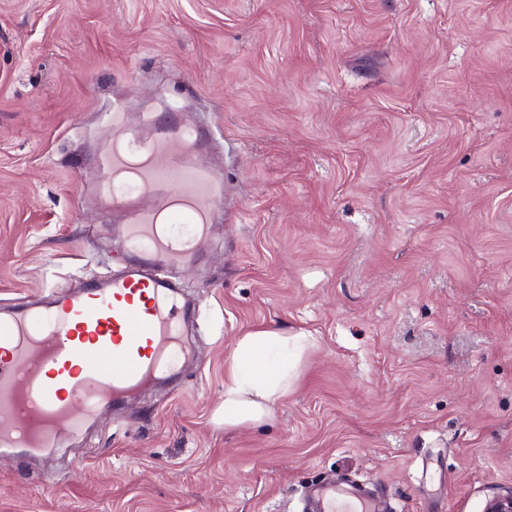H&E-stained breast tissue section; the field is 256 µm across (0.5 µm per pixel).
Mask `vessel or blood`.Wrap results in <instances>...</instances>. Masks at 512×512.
<instances>
[{
    "mask_svg": "<svg viewBox=\"0 0 512 512\" xmlns=\"http://www.w3.org/2000/svg\"><path fill=\"white\" fill-rule=\"evenodd\" d=\"M97 191L121 203L135 185L124 245L140 259L106 280L52 295L45 310L18 304L0 315V456L40 451L78 436L103 401L122 402L155 375L182 334L191 306L165 271L195 256L224 192L204 161L199 127L170 121L149 137L111 121ZM312 512H384L356 486L336 481L310 492Z\"/></svg>",
    "mask_w": 512,
    "mask_h": 512,
    "instance_id": "vessel-or-blood-1",
    "label": "vessel or blood"
}]
</instances>
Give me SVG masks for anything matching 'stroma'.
I'll list each match as a JSON object with an SVG mask.
<instances>
[{
    "label": "stroma",
    "instance_id": "35a3bbf8",
    "mask_svg": "<svg viewBox=\"0 0 512 512\" xmlns=\"http://www.w3.org/2000/svg\"><path fill=\"white\" fill-rule=\"evenodd\" d=\"M119 109L202 126L227 209L171 270L198 305L161 383L0 458V512H388L512 489V0H0V311L122 270L83 167ZM312 346L224 426L240 336ZM310 497L315 507L310 512H386L379 501L356 486L336 481L314 487Z\"/></svg>",
    "mask_w": 512,
    "mask_h": 512
}]
</instances>
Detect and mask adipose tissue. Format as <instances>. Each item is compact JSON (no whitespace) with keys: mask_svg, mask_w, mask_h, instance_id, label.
<instances>
[{"mask_svg":"<svg viewBox=\"0 0 512 512\" xmlns=\"http://www.w3.org/2000/svg\"><path fill=\"white\" fill-rule=\"evenodd\" d=\"M303 332L260 328L241 336L224 385V424L257 425L272 417L274 404L295 386L296 360L311 345Z\"/></svg>","mask_w":512,"mask_h":512,"instance_id":"1","label":"adipose tissue"}]
</instances>
